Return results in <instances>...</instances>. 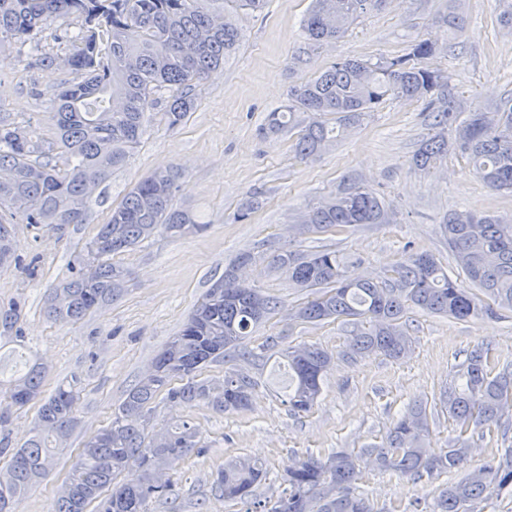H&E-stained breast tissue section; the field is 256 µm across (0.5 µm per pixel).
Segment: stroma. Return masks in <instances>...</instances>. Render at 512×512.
<instances>
[{
  "label": "stroma",
  "mask_w": 512,
  "mask_h": 512,
  "mask_svg": "<svg viewBox=\"0 0 512 512\" xmlns=\"http://www.w3.org/2000/svg\"><path fill=\"white\" fill-rule=\"evenodd\" d=\"M311 0H269L263 13L249 14L224 0H212V12L235 24L238 47L219 69L196 87V107L181 124L169 125L163 104L149 112L147 130L126 165L93 191L92 223L70 227L59 236L16 225L17 252L23 266L0 267V308L20 305L15 329L0 327V380L37 357L45 368L44 392L64 378L77 382L78 424L57 467L21 496L13 512H53L66 473L81 442L109 425L127 392L149 370L155 355L182 328L212 279L241 252L254 260L251 282L278 298L279 310L247 341L258 349L267 337H279L277 349L263 361L248 363L230 356L208 368L211 376L242 370L257 382L249 410L222 414L205 404L171 407L155 401L151 423L163 428L190 420L207 450L170 462L164 475L176 484L172 498L152 500L149 512H254L258 501L276 499L289 465L307 454L325 456L380 441L390 424L413 401L430 398L447 386L457 365L480 346L493 350L496 363L512 366V312L499 318L459 321L409 314L414 343L398 361L370 356L351 362L340 351L348 325L312 324L291 319L306 293L291 288L270 261L283 251H338L360 259L357 271L376 277L400 260L404 246L438 258L450 277L458 269L438 226L448 213L512 216V196L497 193L473 173L457 152L436 168L422 170L413 154L431 135L433 119L423 102L387 100L342 138L318 155L303 159L295 150L297 133L265 135L268 112L288 101L289 91L330 68L357 57L368 61L406 53L411 43L428 39L439 54L430 66L448 78L468 107L488 112L512 109V31L497 22V0H387L382 10L359 18L347 33L318 47L310 46L302 20ZM456 13L464 25L454 37L442 19ZM76 16L56 19L36 42L0 53V114L32 125L37 136L54 140L51 85L77 81L64 60L71 46L63 31H77ZM54 55L55 72L35 64ZM169 164L183 173L176 206L186 208L207 229L171 237L156 233L133 250L116 256L128 271L119 297L96 308L76 325L50 321L47 296L125 195L143 178ZM356 182L374 190L394 212L391 224H364L336 233H299L300 215ZM259 207L239 219L242 204ZM34 271H27V262ZM319 344L337 358L324 379L311 412L291 414L283 398L288 368L279 359L298 344ZM251 456L267 462L269 475L248 502L227 501L215 479L225 460ZM379 512H425L433 483H418L389 471L366 468L357 484Z\"/></svg>",
  "instance_id": "35a3bbf8"
}]
</instances>
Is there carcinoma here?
Segmentation results:
<instances>
[{"mask_svg": "<svg viewBox=\"0 0 512 512\" xmlns=\"http://www.w3.org/2000/svg\"><path fill=\"white\" fill-rule=\"evenodd\" d=\"M210 0H0V47L25 45L57 18L81 19L71 41L68 66L82 76L77 84L55 88L52 121L55 142L34 137L30 128L0 116V267L19 263L15 225L27 224L65 234L73 224H89V189L104 182L126 162L144 133L146 114L167 91V118L182 122L195 104L196 84L224 64L240 40L238 28L218 20ZM386 0H313L304 21L307 39L321 45L342 36L360 17L379 11ZM428 40L411 44L403 56L375 63L349 58L318 77L290 90L288 105L266 116L265 129L281 133L304 126L296 143L299 156L318 154L332 130L322 117L336 116V128L347 129L389 98L424 101L438 132L414 155L424 169L457 151L491 190L512 194V110H467L448 94V83L436 69L419 65L436 56ZM468 112L463 122L460 114ZM453 129V141L445 130ZM60 150L65 168L54 163ZM182 189L175 166L155 170L112 210L83 254L71 265L69 278L54 289L48 317L76 323L100 303L120 293L125 268L112 262L158 231L171 236L203 232L187 211L173 208ZM394 213L372 190L352 183L335 197L310 208L300 218L302 232L392 224ZM464 281L448 276L428 253L404 252L377 278L356 279L346 261L323 249L285 252L273 257L274 268L289 284L311 295L291 313L302 322L343 319L350 323L344 355L350 359L380 355L403 358L412 338L403 318L410 309L467 320L512 311V217L456 211L440 225ZM244 255L224 269L189 313L180 332L155 358L151 369L131 388L114 412L112 423L89 435L69 470L55 512H148V503L173 494V484L160 478L168 460L201 447L197 426L189 420L169 430H151L153 403L162 398L172 407L203 403L223 413L251 405L254 379L232 371L223 378L203 372L243 348L255 329L279 309V301L253 284L236 287ZM491 349L473 350L438 398L441 411L456 424L448 447L430 446L428 401L414 402L380 442L357 451L341 450L323 459L308 455L288 469L284 488L260 512H374L368 497L352 491L372 463L413 482L435 480L468 465L475 446L469 429L494 427L506 433L512 406L503 401L512 391V369L496 370ZM334 354L318 344L288 347L293 385L285 394L291 411L306 413L322 392L324 375ZM43 371L34 365L10 384L14 404L41 401L39 425L19 447L0 440V456L11 455L0 474V512H11L13 499L28 490L57 464L55 444L67 439L76 424L77 395L66 380L42 396ZM139 471L133 482L118 476ZM263 462L237 458L224 463L216 487L227 501L244 500L266 478ZM512 496V448L498 459L436 489L429 512H484L493 498Z\"/></svg>", "mask_w": 512, "mask_h": 512, "instance_id": "obj_1", "label": "carcinoma"}]
</instances>
